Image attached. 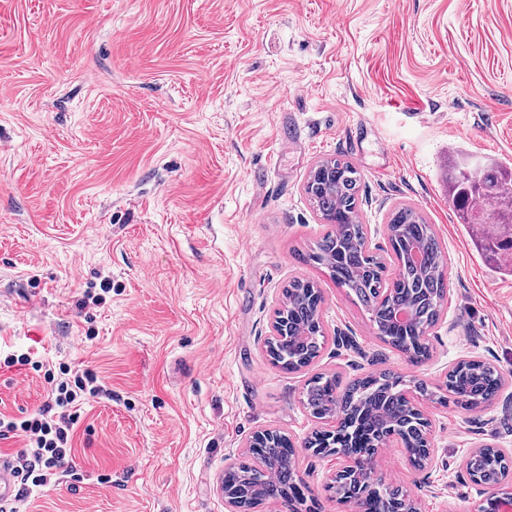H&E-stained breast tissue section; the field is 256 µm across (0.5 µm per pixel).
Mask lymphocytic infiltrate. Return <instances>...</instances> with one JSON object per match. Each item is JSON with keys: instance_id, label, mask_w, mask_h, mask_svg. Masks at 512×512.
I'll return each instance as SVG.
<instances>
[{"instance_id": "1", "label": "lymphocytic infiltrate", "mask_w": 512, "mask_h": 512, "mask_svg": "<svg viewBox=\"0 0 512 512\" xmlns=\"http://www.w3.org/2000/svg\"><path fill=\"white\" fill-rule=\"evenodd\" d=\"M0 363L43 371L50 386L47 399L35 412L22 417L0 415V437L23 442L11 464L20 477L19 496L25 499L58 476L72 452V436L83 404L93 398H111L112 391L93 369L74 371L63 363L58 370H47L28 351L7 355Z\"/></svg>"}]
</instances>
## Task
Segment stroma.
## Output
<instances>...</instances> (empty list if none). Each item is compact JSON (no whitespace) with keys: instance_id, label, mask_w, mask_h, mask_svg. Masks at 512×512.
Instances as JSON below:
<instances>
[{"instance_id":"obj_1","label":"stroma","mask_w":512,"mask_h":512,"mask_svg":"<svg viewBox=\"0 0 512 512\" xmlns=\"http://www.w3.org/2000/svg\"><path fill=\"white\" fill-rule=\"evenodd\" d=\"M458 149L512 167V0H0V355L95 370L63 476L18 512H227L222 480L253 436L292 439L304 493L276 512H347L336 462L304 446L312 373L384 370L442 387L458 361L505 384L469 412L427 398L431 458L379 450L420 512H478L466 470L512 455V276L477 252L448 203ZM360 175L371 247L405 204L446 249L431 355L409 362L327 270L300 262L324 231L305 185L319 161ZM323 290L312 369L271 364L288 282ZM110 279L84 315L85 290ZM42 373L0 368V413H33Z\"/></svg>"}]
</instances>
